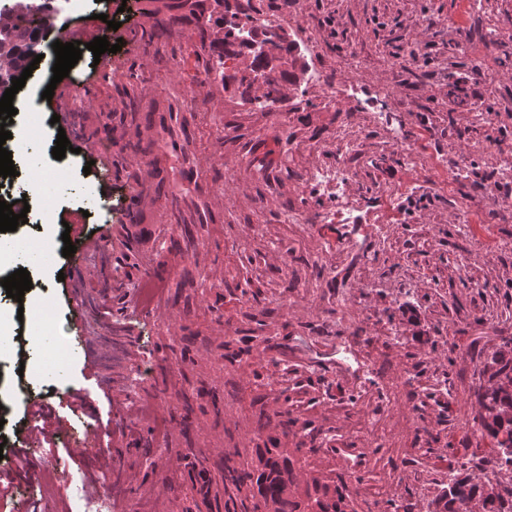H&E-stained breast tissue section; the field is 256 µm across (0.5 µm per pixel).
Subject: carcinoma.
<instances>
[{
  "mask_svg": "<svg viewBox=\"0 0 512 512\" xmlns=\"http://www.w3.org/2000/svg\"><path fill=\"white\" fill-rule=\"evenodd\" d=\"M218 30L221 36L209 42L211 66L209 71L224 82L235 83L243 91L253 88L262 80L265 101L279 102L287 86H300L306 73V63L301 61L295 41L288 34L269 33L256 25V18L247 13L239 2L212 0L206 25L200 34L207 33V26ZM44 36L41 29L29 28L22 23L12 25L5 57L12 60V68L22 71L31 58L29 47ZM244 58V67L234 65L233 73L225 72L226 59ZM507 350L499 351L493 364L496 369L488 385L477 392V400L485 410L481 416L482 429L495 441V468L512 467V393L498 391L501 382L512 377V339L505 341ZM246 486L255 490L266 512H355L343 489L317 478L300 486L295 461L284 448H258L254 463L242 468L224 467V488L240 490ZM481 498L484 512L504 511L505 504L512 505L496 491L492 483L478 486L459 473L450 474L448 488L434 502L431 512H469L472 500Z\"/></svg>",
  "mask_w": 512,
  "mask_h": 512,
  "instance_id": "1",
  "label": "carcinoma"
}]
</instances>
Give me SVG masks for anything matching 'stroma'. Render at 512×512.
I'll return each instance as SVG.
<instances>
[{"label": "stroma", "mask_w": 512, "mask_h": 512, "mask_svg": "<svg viewBox=\"0 0 512 512\" xmlns=\"http://www.w3.org/2000/svg\"><path fill=\"white\" fill-rule=\"evenodd\" d=\"M250 6L287 15L298 44L317 43L306 61L336 84L335 108L305 81L262 117L208 72L199 23L178 0H85L52 19L82 42L104 36L122 49L84 52L45 107L59 124L42 122L27 143L58 189L47 215L29 197V221L13 233L41 254L30 291L20 302L0 293V313L16 320V351L0 363V472L13 473L15 489L0 512H89L83 483L132 439L138 447L110 471L111 512H253V498L225 495L224 460L273 443L296 451L304 479L342 481L356 512H428L448 486L431 468L438 456L512 488V468L491 470L494 441L475 423L476 392L512 337V223L501 218L504 194L483 199L512 151V0ZM377 110L386 117L375 123ZM208 112L223 133L200 136ZM394 130L418 147L421 168L393 145ZM61 131L73 147L62 165L51 154ZM340 131L361 157L347 193L358 221L324 224L334 197L284 165L332 161ZM133 153L148 168L132 167ZM461 158L468 176L442 181L435 162ZM135 197L157 227L148 255L127 228ZM463 205L474 223L456 221ZM291 210L308 223L283 226ZM66 235L75 257L62 255ZM79 259L96 278L71 280ZM138 265L167 283L164 320L129 308ZM47 296L67 341L49 394L40 366L17 356L31 350ZM144 367L151 379L141 384ZM388 386L409 419L395 424L392 445L364 446L355 428ZM43 394L71 431L31 457L74 447L102 419L112 437L103 455L56 465L33 496L13 450ZM414 471L427 472L428 487L411 482ZM383 475L393 501H362L360 482Z\"/></svg>", "instance_id": "35a3bbf8"}]
</instances>
